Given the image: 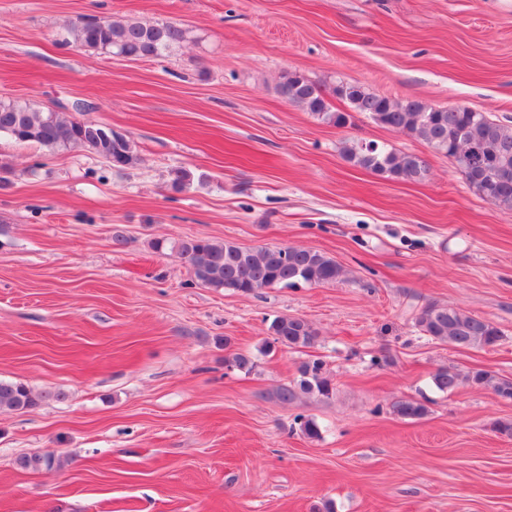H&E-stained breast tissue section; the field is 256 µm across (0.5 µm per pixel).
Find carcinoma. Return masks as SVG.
<instances>
[{
  "mask_svg": "<svg viewBox=\"0 0 512 512\" xmlns=\"http://www.w3.org/2000/svg\"><path fill=\"white\" fill-rule=\"evenodd\" d=\"M75 41L82 47L134 60L159 59L187 38V30L173 22L141 23L102 17V23H71ZM279 89L289 103L309 112L316 119L344 127L350 115L336 112L326 90L306 76L294 72L283 77ZM332 93L347 102L355 112H364L378 125L405 133L425 142L451 159L464 180L489 203L512 209V125L494 120L464 105L435 108L418 99L393 101L370 93L358 83L341 82ZM103 123L81 113L70 119L52 109H39L25 101H0V135L18 143H35L51 152L80 149L106 160L116 168L136 160L134 141L126 134L101 132ZM343 152L354 165L387 179L420 182L428 174L424 159L413 153L389 149L374 141H347ZM193 182L185 168L170 173V185L183 191ZM178 253L191 266L193 283L213 290L243 294L267 288L289 287L301 282L330 285L343 279L345 270L327 254L300 246L243 248L232 241L207 238L183 240ZM419 331L433 340L461 349H484L500 340L501 332L491 321L461 307L428 304L415 318ZM274 342L289 349H306L318 342V333L299 316H278L270 324ZM299 378L280 389L284 402H295L304 395L329 397L331 380L321 359H309L298 368ZM442 393L454 392L468 383L512 399V379L489 371L463 373L449 366L432 376ZM60 393L33 392L21 382L0 379V412H24ZM392 412L402 419L420 420L428 415L421 401L405 398L393 403ZM17 465L33 472L59 469L62 459L53 454H32L18 459Z\"/></svg>",
  "mask_w": 512,
  "mask_h": 512,
  "instance_id": "obj_1",
  "label": "carcinoma"
}]
</instances>
